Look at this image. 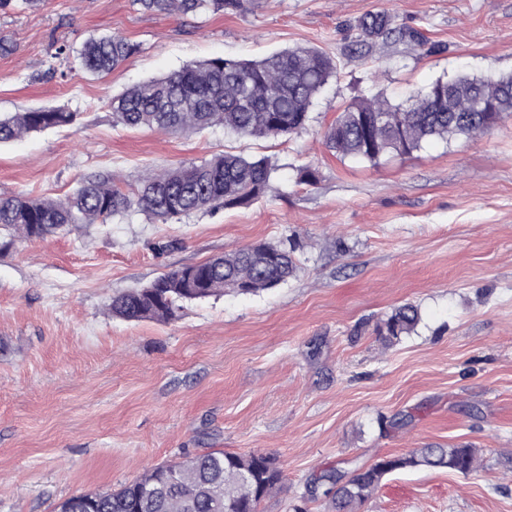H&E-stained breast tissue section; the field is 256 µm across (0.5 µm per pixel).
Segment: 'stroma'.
<instances>
[{
  "mask_svg": "<svg viewBox=\"0 0 512 512\" xmlns=\"http://www.w3.org/2000/svg\"><path fill=\"white\" fill-rule=\"evenodd\" d=\"M381 9L446 52L379 40L350 55L356 21ZM102 34L140 51L96 78L73 52ZM0 38L15 47L0 56V113L78 115L0 144V195L61 197L108 173L132 184L224 153L275 167L245 208L166 224L133 212L0 251V512H54L210 448L275 457L284 479L258 512H289L327 467L460 444L485 449L477 475L397 472L359 512H512V114L373 163L324 144L361 96L402 104L440 78L512 73V0H248L240 14L195 19L133 0H43L0 11ZM295 46L337 63L299 133L112 122L114 95L187 62ZM305 165L316 185L299 183ZM294 236L298 272L279 287L191 301L167 323L108 309L169 270ZM405 303L419 322L385 345L376 327Z\"/></svg>",
  "mask_w": 512,
  "mask_h": 512,
  "instance_id": "35a3bbf8",
  "label": "stroma"
}]
</instances>
